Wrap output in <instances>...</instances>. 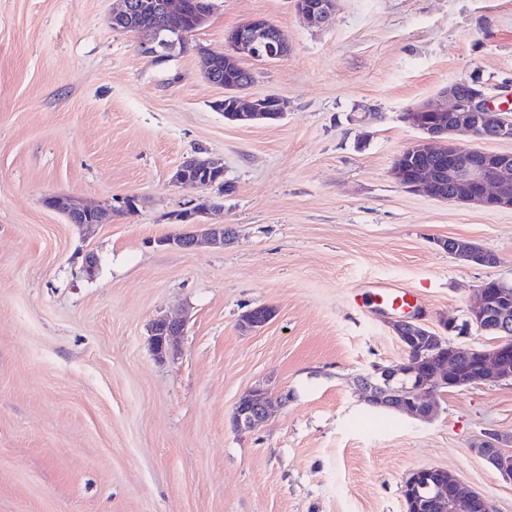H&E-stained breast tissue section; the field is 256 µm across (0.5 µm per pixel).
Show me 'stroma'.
I'll return each mask as SVG.
<instances>
[{
	"label": "stroma",
	"instance_id": "35a3bbf8",
	"mask_svg": "<svg viewBox=\"0 0 512 512\" xmlns=\"http://www.w3.org/2000/svg\"><path fill=\"white\" fill-rule=\"evenodd\" d=\"M215 4L157 65L112 29L113 0H0V512H406L419 467L512 512V481L471 451L512 434V379L438 392L429 421L373 410L355 384L404 355L397 310L357 296L408 290L438 330L467 319L481 284L512 283V210L393 176L420 136L405 110L461 78L512 93V0H338L323 27L295 0ZM255 15L291 50L243 60L248 92L278 96L284 116L232 123L197 50H225ZM195 157L219 160L233 192L173 183ZM53 195L136 205L85 233ZM185 211L224 225L225 247L162 245ZM446 238L498 262L463 263ZM259 306L273 320L241 332ZM185 314L180 353L158 360L149 325ZM260 383L287 404L236 430Z\"/></svg>",
	"mask_w": 512,
	"mask_h": 512
}]
</instances>
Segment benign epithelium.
Listing matches in <instances>:
<instances>
[{"label": "benign epithelium", "instance_id": "benign-epithelium-1", "mask_svg": "<svg viewBox=\"0 0 512 512\" xmlns=\"http://www.w3.org/2000/svg\"><path fill=\"white\" fill-rule=\"evenodd\" d=\"M298 13L315 25L329 23L336 13V0H296ZM213 3L200 8L190 0H120L112 13V28L140 21V54L156 64H163L180 53L183 43L195 29L210 18ZM234 60L248 57L272 61L288 54V44L275 26L263 16L247 19L225 35ZM237 117L258 121L268 112L282 111L279 98L269 96L239 99ZM417 115L451 114L453 124L442 138L428 122L417 123L421 137L407 146L401 155L411 168H396L393 174L409 191L425 189L439 201L476 205L487 209H512V153H488L461 143L460 137L475 140H512V105L493 102L484 92L467 98L457 93V83L448 85L437 103L413 107ZM448 184V194L439 186ZM46 204L61 212L69 222L81 227L106 224L112 207H89L73 198L53 196ZM228 231L222 224L193 222L182 234L161 243L191 251L206 243L224 246ZM448 252L465 263L482 261L478 246L455 239ZM275 314L271 307L255 308L240 320L239 328L252 332L264 326ZM492 325L498 333L512 327V307L497 289L482 284L478 298L470 309L468 326ZM185 320L159 318L150 327L151 344L157 358L164 359L179 351ZM389 328L409 357L390 365H375L371 372L358 378L365 399L375 406L394 410L413 419H428L435 413L434 396L443 387L461 388L487 381L512 379V341L504 338L496 345L495 356L475 362L476 372L463 375L458 352L461 348L445 345V337L436 333L421 336L425 326L414 316L397 317ZM288 402V394H275L268 387L251 389L237 403L233 423L240 431H251L266 422L273 401ZM472 451L490 464L504 478L512 480V435L488 432L473 445ZM438 469L422 467L403 481L402 495L409 512H494L491 504L478 492L464 489L456 476L438 481Z\"/></svg>", "mask_w": 512, "mask_h": 512}]
</instances>
